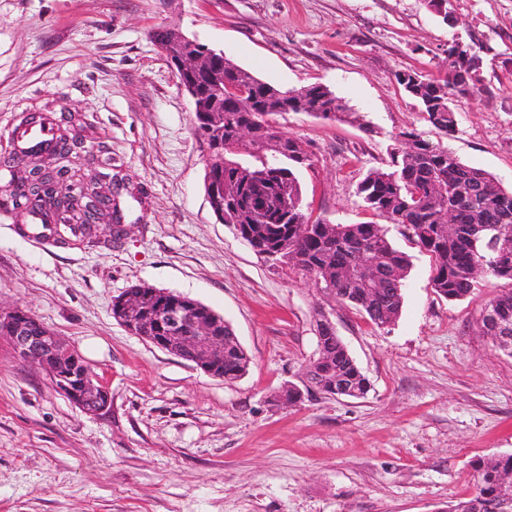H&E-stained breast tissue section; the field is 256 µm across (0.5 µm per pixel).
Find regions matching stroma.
I'll return each instance as SVG.
<instances>
[{
  "label": "stroma",
  "mask_w": 512,
  "mask_h": 512,
  "mask_svg": "<svg viewBox=\"0 0 512 512\" xmlns=\"http://www.w3.org/2000/svg\"><path fill=\"white\" fill-rule=\"evenodd\" d=\"M0 0V160L33 113L72 119L87 183L121 179L125 232L62 243L0 187V306L20 307L77 350L111 394L89 414L0 338V512H446L476 464L512 454V357L481 330L507 286L480 276L439 298L428 256L410 257L396 323L372 325L300 270L257 255L216 219L207 146L153 33L176 27L283 90L327 86L363 125L278 115L312 163L311 217L377 222L356 194L416 129L512 189V0ZM479 39L487 94L457 102V130L426 123L394 74L448 70L449 42ZM146 283L224 317L250 363L227 382L132 335L112 302ZM328 316L370 381L364 398L302 385Z\"/></svg>",
  "instance_id": "1"
}]
</instances>
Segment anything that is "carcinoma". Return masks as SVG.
Masks as SVG:
<instances>
[{"label":"carcinoma","instance_id":"obj_1","mask_svg":"<svg viewBox=\"0 0 512 512\" xmlns=\"http://www.w3.org/2000/svg\"><path fill=\"white\" fill-rule=\"evenodd\" d=\"M216 66L224 72V94L204 76L195 78L192 101L195 131L207 145L224 150V223L247 224L265 250L291 256L290 263L333 297L356 306L375 326L385 328L398 319L402 289L410 268L380 224H333L310 221L302 208L297 169L311 157L288 133L263 123L262 116L312 110L315 116L338 122L356 120L352 109L322 84L281 90L224 56ZM396 81L422 107L425 121L443 135L455 130V99L483 90L477 73L452 59L442 79L419 75L407 84L402 72ZM254 126L248 145L237 141L238 129ZM398 147L386 169L370 172L358 185L365 207L387 222L403 227L431 260V283L446 300L470 293L476 267L512 282V191L488 172L463 163L447 147L416 132L396 135ZM305 224L309 234L297 239L293 226ZM487 307L496 318H482L485 335L499 342L496 322L512 326V287L492 298ZM318 350L325 360L317 366L320 390L335 394L332 377L343 380L361 398L370 389L344 343L332 329L319 331ZM248 368L244 353L224 352V381L240 378ZM476 491L448 507V512H498L499 490L512 479V455L480 461Z\"/></svg>","mask_w":512,"mask_h":512}]
</instances>
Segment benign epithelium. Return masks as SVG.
Returning a JSON list of instances; mask_svg holds the SVG:
<instances>
[{"label":"benign epithelium","instance_id":"benign-epithelium-1","mask_svg":"<svg viewBox=\"0 0 512 512\" xmlns=\"http://www.w3.org/2000/svg\"><path fill=\"white\" fill-rule=\"evenodd\" d=\"M158 48L183 78L181 84L188 93H194V85L184 78L200 72L207 74L219 91H224L221 75L204 65L206 57L215 54V50L202 48L198 41L173 30L169 42L158 44ZM55 136V151L48 157L49 164L39 170L50 173L57 189L72 200L78 223L104 224L109 237L122 235L124 225L112 216V191H90L84 187L74 191L71 185L75 181L74 175L65 165L70 158L72 139L69 131L63 128L57 129ZM222 167L224 153L215 146L208 149L205 192L213 212L220 219L224 218V198L214 183L212 170ZM199 309L194 302L182 301L177 306L157 307L150 311L143 301L124 295L112 304V315L132 334L170 354L189 359L211 374L224 363V337L220 335L224 318L209 309L200 314ZM158 328L161 335H152V330ZM0 338L9 342L19 358L42 369L51 385L83 411L100 414L109 409L111 396L108 390L89 374L82 357L50 329L31 331L24 322L23 309L0 307Z\"/></svg>","mask_w":512,"mask_h":512}]
</instances>
